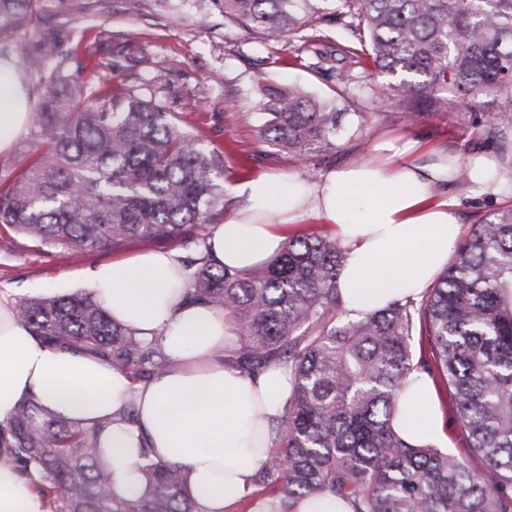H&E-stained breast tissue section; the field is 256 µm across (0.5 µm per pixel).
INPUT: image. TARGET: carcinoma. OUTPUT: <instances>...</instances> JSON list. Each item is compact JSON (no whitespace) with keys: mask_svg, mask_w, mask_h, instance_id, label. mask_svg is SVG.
<instances>
[{"mask_svg":"<svg viewBox=\"0 0 512 512\" xmlns=\"http://www.w3.org/2000/svg\"><path fill=\"white\" fill-rule=\"evenodd\" d=\"M39 0H0V33L32 19ZM224 25L264 44L286 41L335 96L266 85L256 142L297 157L359 140L378 116L349 112L365 80L384 75V100L411 124L424 110L451 112L495 92L503 104L487 124L501 162L512 165V0H211ZM18 67L67 58L52 42L38 56L17 43ZM451 92L453 98L444 96ZM42 155L0 187V224L47 249L122 247L132 239L177 241L188 297L224 310L236 337L224 362L255 375L283 361L291 393L281 443L256 473L286 512L331 490L353 512H512V206L473 226L437 283L416 301L395 300L359 319L338 288L344 262L329 235L292 236L262 266L217 268L203 256L204 226L224 221V155L184 133L176 113L127 87L79 88L34 108ZM17 314L41 341L94 354L135 382L168 365L161 338L135 335L90 294L22 299ZM430 355L414 358L413 336ZM441 380L467 447L479 458L405 441L396 403L414 373ZM100 429L18 405L0 425V461L37 473L50 512H193L187 475L144 461V495L117 499L99 460Z\"/></svg>","mask_w":512,"mask_h":512,"instance_id":"1","label":"carcinoma"}]
</instances>
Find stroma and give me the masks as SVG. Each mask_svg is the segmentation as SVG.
Masks as SVG:
<instances>
[{
	"label": "stroma",
	"mask_w": 512,
	"mask_h": 512,
	"mask_svg": "<svg viewBox=\"0 0 512 512\" xmlns=\"http://www.w3.org/2000/svg\"><path fill=\"white\" fill-rule=\"evenodd\" d=\"M92 14L87 21L71 19L67 0H41L34 21L0 33V54H10L14 42H24L30 54H40L46 41H56L67 58L68 87L132 86L143 89L146 98L166 104L176 112L180 128L199 139L205 148L224 155V186L233 209H240L237 182L262 175H295L307 181L338 167L375 158L377 143L402 137L419 143V164L433 165L455 155L497 157L484 129L499 111L501 98L489 92L476 109L457 108L453 116L426 112L414 125L402 123L392 113V104L377 99L362 88L358 104L382 118L366 131L364 141H343L336 152L301 160L275 147H257L255 129L260 122L258 88L264 83L303 85L315 93L331 96V84L295 61L288 43L263 44L241 30L227 31L224 18L209 0H176L175 12L144 0L140 12L127 14L116 0H88ZM131 39H121V32ZM183 97L170 101L169 87ZM233 107H226L225 96ZM39 155L34 127H27L14 147L0 155V183L11 181ZM454 199L455 213L463 234L493 211L512 205L511 195L489 197L463 194L457 185L442 190ZM168 244L155 240H131L119 251L87 250L74 257L58 250L38 251L12 229L0 226V289H10L16 298L81 292L70 282V273L137 251L164 250Z\"/></svg>",
	"instance_id": "35a3bbf8"
}]
</instances>
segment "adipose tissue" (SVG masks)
<instances>
[{
  "label": "adipose tissue",
  "mask_w": 512,
  "mask_h": 512,
  "mask_svg": "<svg viewBox=\"0 0 512 512\" xmlns=\"http://www.w3.org/2000/svg\"><path fill=\"white\" fill-rule=\"evenodd\" d=\"M30 99L15 63L0 62V154L10 151L31 121ZM417 146L392 139L376 144L382 160L336 169L315 181L260 176L236 184L246 208L210 228L205 248L212 263L245 269L269 261L310 217L325 224L346 252L338 278L350 317L392 300L420 298L448 263L462 226L453 199L438 187L467 174L476 191H512V178L492 161L456 156L419 165ZM93 299L138 336H159L166 371L136 384L86 353L42 343L16 314V299L0 291V423L21 403L100 428L115 496L140 497L142 455L181 466L189 476L194 512H231L250 501L251 512H278L256 493L255 475L277 440L290 394L287 366L274 363L247 376L224 362L234 342L223 310L184 300L178 251H139L102 262L83 276ZM138 417L126 424L128 405ZM396 425L406 441L444 448L436 388L413 375L400 396ZM0 512H49L44 499L13 467L0 462Z\"/></svg>",
  "instance_id": "ef3b65f1"
}]
</instances>
